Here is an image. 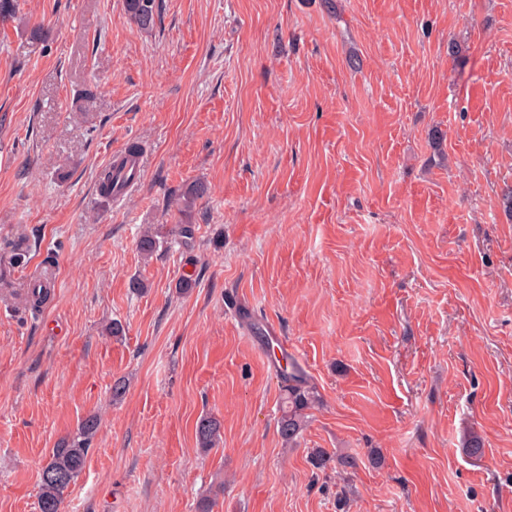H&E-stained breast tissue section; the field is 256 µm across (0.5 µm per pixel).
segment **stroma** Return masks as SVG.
Returning a JSON list of instances; mask_svg holds the SVG:
<instances>
[{"instance_id": "35a3bbf8", "label": "stroma", "mask_w": 512, "mask_h": 512, "mask_svg": "<svg viewBox=\"0 0 512 512\" xmlns=\"http://www.w3.org/2000/svg\"><path fill=\"white\" fill-rule=\"evenodd\" d=\"M334 2L162 0L145 32L123 0H20L0 23V241L27 258L0 286V512H38L92 414L63 512H512V0ZM131 142L141 181L102 198ZM288 360L322 400L296 446ZM97 430V418L88 416L73 436L62 439L49 452L39 477V512H62L65 492L83 471ZM222 424L219 419L206 416L201 418L195 429L198 444L202 449L209 450L216 446L221 439Z\"/></svg>"}]
</instances>
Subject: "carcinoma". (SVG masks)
Segmentation results:
<instances>
[{"mask_svg": "<svg viewBox=\"0 0 512 512\" xmlns=\"http://www.w3.org/2000/svg\"><path fill=\"white\" fill-rule=\"evenodd\" d=\"M128 19L142 30L154 28L160 20V0H124ZM121 169L114 165L104 168L98 179L99 190L112 194ZM284 382L278 432L283 441L293 446L300 442L308 427V410L318 403L319 397L304 370L294 361L280 369ZM222 424L219 419L206 416L201 418L195 429L198 444L205 450L212 449L221 439ZM98 430V420L88 416L81 421L77 432L62 439L53 448L42 466L39 477V512H62L65 492L75 483L83 471L89 445ZM336 461L343 468L355 466L348 456L337 459L323 448H314L309 461L316 469H323L330 461Z\"/></svg>", "mask_w": 512, "mask_h": 512, "instance_id": "obj_1", "label": "carcinoma"}]
</instances>
